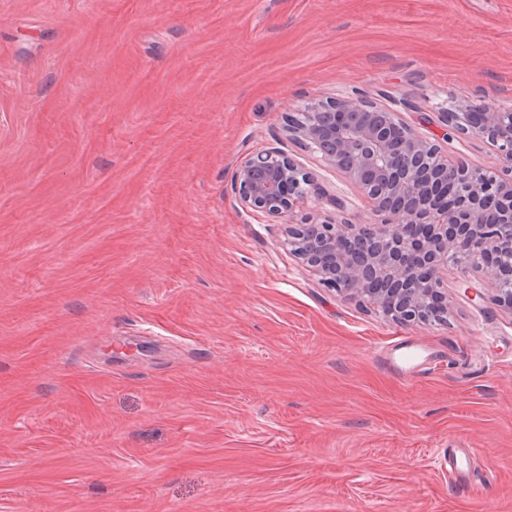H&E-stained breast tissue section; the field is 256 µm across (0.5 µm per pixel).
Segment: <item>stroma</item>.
<instances>
[{"mask_svg": "<svg viewBox=\"0 0 512 512\" xmlns=\"http://www.w3.org/2000/svg\"><path fill=\"white\" fill-rule=\"evenodd\" d=\"M353 91L494 166L434 107L512 105V0H0V512H512V314L458 288L488 275L404 326L235 196L276 147L346 202L290 223L373 222L285 132Z\"/></svg>", "mask_w": 512, "mask_h": 512, "instance_id": "obj_1", "label": "stroma"}]
</instances>
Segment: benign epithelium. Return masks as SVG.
Masks as SVG:
<instances>
[{
  "label": "benign epithelium",
  "instance_id": "obj_1",
  "mask_svg": "<svg viewBox=\"0 0 512 512\" xmlns=\"http://www.w3.org/2000/svg\"><path fill=\"white\" fill-rule=\"evenodd\" d=\"M444 137L478 138L498 169L458 165L397 113L360 94L319 99L288 118V138L369 201L373 224L288 225L290 251L328 288L401 324L448 315V269L492 273L512 314V107L460 99L438 108ZM243 208L286 218L323 199L299 161L270 147L238 166Z\"/></svg>",
  "mask_w": 512,
  "mask_h": 512
}]
</instances>
